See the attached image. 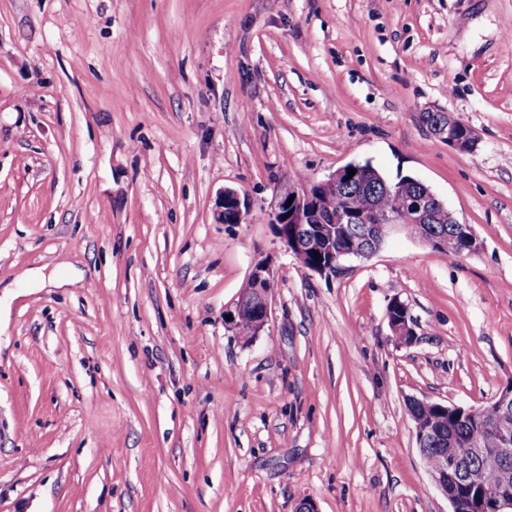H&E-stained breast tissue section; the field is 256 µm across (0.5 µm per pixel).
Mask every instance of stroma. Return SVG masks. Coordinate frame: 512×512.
I'll return each mask as SVG.
<instances>
[{"label": "stroma", "instance_id": "1", "mask_svg": "<svg viewBox=\"0 0 512 512\" xmlns=\"http://www.w3.org/2000/svg\"><path fill=\"white\" fill-rule=\"evenodd\" d=\"M365 162L477 250L304 267L280 192ZM511 381L512 0H0V512H451L408 402ZM434 137L447 142L448 147L461 152H473L479 143L476 131L458 117L448 113V125L441 124L429 127ZM218 208L217 219L224 224H238L245 215L242 202L238 194L233 190H224ZM274 290V274L270 266L258 262L250 275L248 285L242 291L233 309L226 310L224 320L227 325L243 331L248 336H258L266 327L269 320L270 300ZM250 298L254 306V313L250 321L241 316L242 304ZM248 302L244 303L243 316L250 319L252 308ZM231 316L232 320H226ZM394 311L399 312V315L395 314ZM408 308L407 306L398 301H393L388 309V321L393 336L399 344L408 345L413 342L415 333L412 324L408 320Z\"/></svg>", "mask_w": 512, "mask_h": 512}]
</instances>
